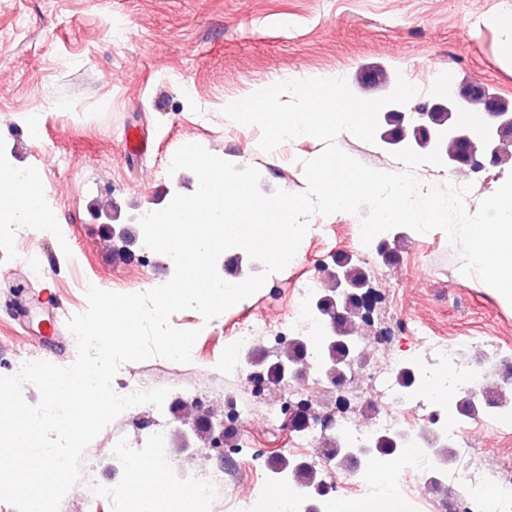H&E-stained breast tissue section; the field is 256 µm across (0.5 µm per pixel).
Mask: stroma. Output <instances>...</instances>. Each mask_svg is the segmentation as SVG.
Wrapping results in <instances>:
<instances>
[{
  "label": "stroma",
  "instance_id": "obj_1",
  "mask_svg": "<svg viewBox=\"0 0 512 512\" xmlns=\"http://www.w3.org/2000/svg\"><path fill=\"white\" fill-rule=\"evenodd\" d=\"M512 0H0V172L34 173L51 225L20 224L0 232V375L17 357L60 366L74 362L76 340L65 318L84 312L83 285L118 293L143 292L170 280L172 260L153 254L116 264L103 223L134 228L175 194L193 193L196 176L169 173L165 158L197 143L236 165L261 173L260 190L305 191L302 160L323 144L305 138L273 152L260 150L258 127L228 120L225 101L255 85L295 75L305 80L340 73L358 97L388 95L398 78L427 82L448 74L456 92L471 86L512 101ZM149 143L129 154L128 129ZM337 145L370 168L403 171L392 148L341 133ZM349 213L314 216L293 259L264 287L211 322L194 310L171 323L198 331L190 363L153 358L138 367L166 381L173 369L205 379L212 420L234 396L261 406L251 384L224 373L238 328L255 317H285L303 279L322 277L332 254L367 262L378 291L375 316L394 330L403 354L413 331L493 342L497 359L512 358V309H504L479 279L460 280L462 257L440 230L407 231L397 258L384 264L363 245ZM42 257L27 271V250ZM466 437L488 461L512 463V434L491 413L457 417ZM246 453L234 456L226 496L249 479L250 451L288 455L290 432L234 424ZM206 452L196 438L172 451L165 471L170 491L189 485Z\"/></svg>",
  "mask_w": 512,
  "mask_h": 512
}]
</instances>
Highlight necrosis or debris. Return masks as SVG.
I'll return each mask as SVG.
<instances>
[{
  "label": "necrosis or debris",
  "instance_id": "1",
  "mask_svg": "<svg viewBox=\"0 0 512 512\" xmlns=\"http://www.w3.org/2000/svg\"><path fill=\"white\" fill-rule=\"evenodd\" d=\"M318 288V280H303L283 321L257 318L244 323L235 338L237 352H256L270 336L311 334L316 324L310 302ZM415 340V350L404 360L422 373L436 376L439 385L459 392L480 394L488 378L505 370L501 362H473V340H448L423 330L417 331ZM356 358L348 381L360 393L362 404L354 411L336 419L319 404L325 377L315 360L309 358L298 363V374L287 390L267 389L259 416L267 427L280 428L288 421L287 405L307 403L312 423L293 438L292 446L301 458H313L324 475L327 496L321 512H334L335 502L344 492L380 496L394 491L411 492L418 483L434 481L443 489L440 496L429 501L434 512H451L452 493L456 490L463 494L466 512H512V468L493 466L478 457L465 442L462 430L449 423L448 406L440 398L416 389L405 390L397 384L393 372L404 360L391 352L377 329L360 336ZM330 433L358 446L371 443L382 434L400 435L406 449L391 460V481L379 485L358 466L341 468L316 455L322 437ZM109 441L113 458L120 461L142 446L149 447L159 462L168 459L167 434L157 428L127 438L113 435ZM226 480L224 470L210 468L208 461L200 462L195 492L209 512H248L253 506L261 512H305L308 506L307 500L296 494L286 499L268 497L264 484L256 479L244 484L238 499L228 500L224 497Z\"/></svg>",
  "mask_w": 512,
  "mask_h": 512
}]
</instances>
